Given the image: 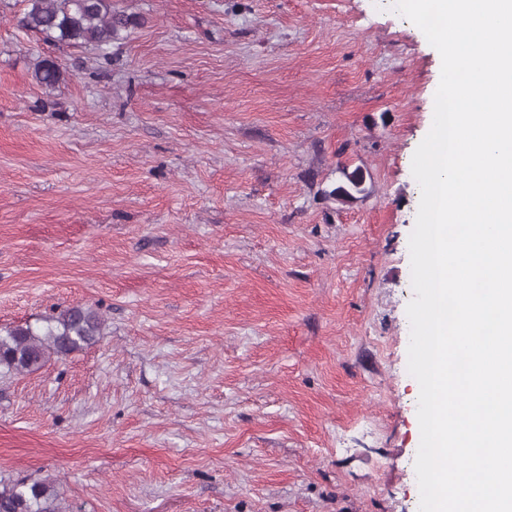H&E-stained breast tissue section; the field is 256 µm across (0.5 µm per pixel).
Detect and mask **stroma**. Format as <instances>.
<instances>
[{
	"instance_id": "1",
	"label": "stroma",
	"mask_w": 512,
	"mask_h": 512,
	"mask_svg": "<svg viewBox=\"0 0 512 512\" xmlns=\"http://www.w3.org/2000/svg\"><path fill=\"white\" fill-rule=\"evenodd\" d=\"M393 2L112 0L139 23L106 66L0 0V329L102 318L0 376V474L66 512H419L411 166L441 57ZM343 174L346 182L330 190L328 196L336 197L342 202H351L357 198L354 193L359 194L363 191L364 175L360 168H355L351 172L344 170Z\"/></svg>"
}]
</instances>
